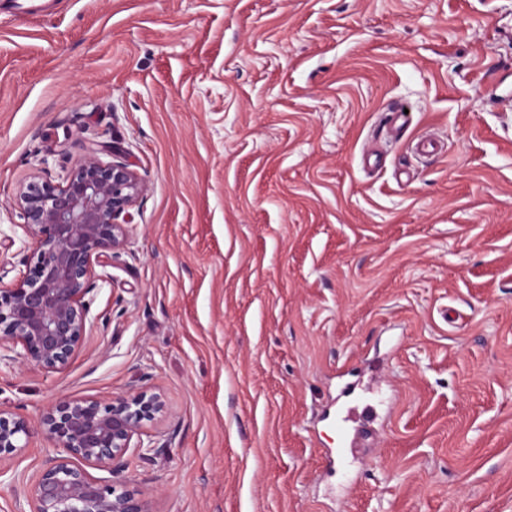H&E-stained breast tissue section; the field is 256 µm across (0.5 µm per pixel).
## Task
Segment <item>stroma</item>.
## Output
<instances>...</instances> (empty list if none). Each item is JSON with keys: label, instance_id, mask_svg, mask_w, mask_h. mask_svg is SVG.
<instances>
[{"label": "stroma", "instance_id": "stroma-1", "mask_svg": "<svg viewBox=\"0 0 512 512\" xmlns=\"http://www.w3.org/2000/svg\"><path fill=\"white\" fill-rule=\"evenodd\" d=\"M93 142L126 244L0 408L160 389L149 512H512V0H0V289Z\"/></svg>", "mask_w": 512, "mask_h": 512}]
</instances>
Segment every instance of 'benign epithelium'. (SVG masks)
Instances as JSON below:
<instances>
[{
    "label": "benign epithelium",
    "mask_w": 512,
    "mask_h": 512,
    "mask_svg": "<svg viewBox=\"0 0 512 512\" xmlns=\"http://www.w3.org/2000/svg\"><path fill=\"white\" fill-rule=\"evenodd\" d=\"M142 191L123 151L90 145L61 180L35 176L15 196L21 227L34 245L16 285L0 289V361L54 372L64 368L93 327L86 295L94 267L124 246L126 224ZM167 411L164 395L140 389L112 398L64 399L36 422L0 408V484L22 486L29 510L18 512H148L119 479L132 448H153L146 424ZM40 431L59 456L34 479L12 471L21 439ZM108 471L101 486L86 467Z\"/></svg>",
    "instance_id": "7a95c632"
}]
</instances>
